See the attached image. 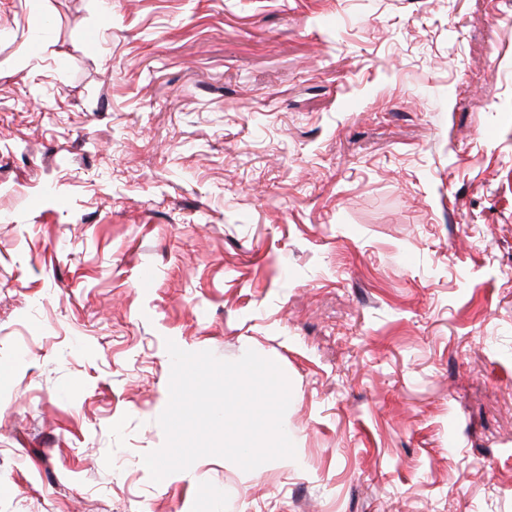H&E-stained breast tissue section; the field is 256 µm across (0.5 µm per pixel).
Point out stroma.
<instances>
[{
  "mask_svg": "<svg viewBox=\"0 0 512 512\" xmlns=\"http://www.w3.org/2000/svg\"><path fill=\"white\" fill-rule=\"evenodd\" d=\"M170 340L295 458L152 482ZM0 512H512V0H0Z\"/></svg>",
  "mask_w": 512,
  "mask_h": 512,
  "instance_id": "stroma-1",
  "label": "stroma"
}]
</instances>
